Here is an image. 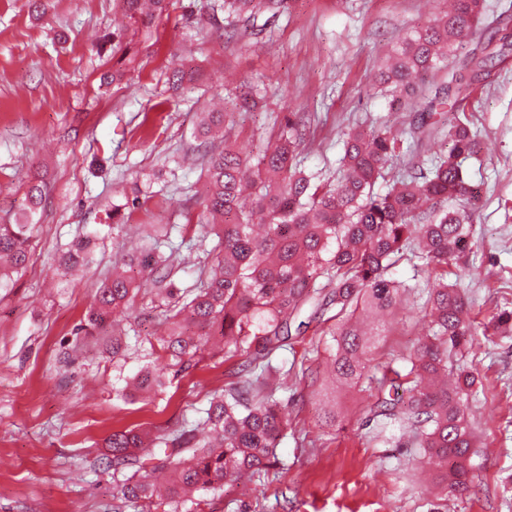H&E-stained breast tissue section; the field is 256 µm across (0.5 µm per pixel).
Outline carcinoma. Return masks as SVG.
<instances>
[{
	"mask_svg": "<svg viewBox=\"0 0 512 512\" xmlns=\"http://www.w3.org/2000/svg\"><path fill=\"white\" fill-rule=\"evenodd\" d=\"M120 2L124 13L146 29L168 6L167 0ZM213 2L225 18L243 22L274 15L282 7V0ZM483 16L484 0H453L448 12L406 39L376 75L377 83L391 87L392 102L411 112L456 114L448 123V150L387 192L378 193L374 186L400 156V139L386 126L347 134L334 180L298 167L302 133L295 112L267 140L255 164L228 143L209 157L202 204L207 214L222 219L215 231V269L200 273L199 285L186 296L160 289L167 299L164 355L142 369L123 396L130 401L158 396L166 390L168 367L183 369L199 361L215 337L224 355L243 352L249 363L228 372L232 380L212 395L198 423L152 437L125 429L106 439L108 453L93 465L112 472L122 506L150 512L156 472L169 474L171 512L197 491L234 483L245 474L258 479L268 475L278 464L276 449L288 430L268 379L288 377L272 361L288 347L292 319L306 305L321 314L336 307L332 377L341 385L357 386L386 328L380 323L367 333L356 320L367 311L383 316L397 304L406 287L387 272L409 254L424 260L438 281L427 300L430 334L407 359L406 373L386 367L371 394L370 411L400 421L439 460L444 491L461 494L468 489L473 441L468 391L475 376L454 356L471 335V324L465 299L457 285L448 283V265L463 252L470 225L465 209H445L442 203L475 205L478 191L465 175L464 162L475 154L477 132L458 117L460 103L483 80L489 64L507 62L512 42L504 36L500 45L446 73L440 83L427 84L424 76L440 70L445 52L478 32ZM133 61L125 50L120 65L104 73L102 81L121 83ZM197 76V71L179 67L170 71L168 81L178 89ZM222 126L224 113L203 112L198 132L205 136ZM25 200L17 223L0 224V288L30 262L33 215L45 202L39 177L28 181ZM169 249L166 255L156 245L138 259L156 283L168 277L170 261L178 254L176 247ZM90 260L87 245L77 244L61 264L69 272ZM140 290L132 275L113 277L98 289L80 330L91 335L103 328L114 311L133 306ZM400 391L407 394L403 408Z\"/></svg>",
	"mask_w": 512,
	"mask_h": 512,
	"instance_id": "obj_1",
	"label": "carcinoma"
}]
</instances>
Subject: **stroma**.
Here are the masks:
<instances>
[{"instance_id": "obj_1", "label": "stroma", "mask_w": 512, "mask_h": 512, "mask_svg": "<svg viewBox=\"0 0 512 512\" xmlns=\"http://www.w3.org/2000/svg\"><path fill=\"white\" fill-rule=\"evenodd\" d=\"M208 3L170 0L146 30L123 17L120 0H42L40 18L30 0H0V224L25 207L28 175L40 172L50 189L34 217L32 259L0 289V512H112V475L92 465L105 438L193 421L236 367L208 354L170 373L152 401L130 402L116 390L163 333L151 294L139 293L133 310L113 318L125 332L127 360L113 362L111 328L79 331L121 255L150 248V225L192 240L169 278L178 290L195 288L217 243L198 224L204 207L196 192L205 155L226 143L195 137L201 113L224 101L235 132L229 143L250 160L284 115L308 113L300 167L331 176L347 131L408 128L412 113L392 108L374 77L404 39L448 9V0H285L261 31L228 23ZM116 34L137 58L126 83L107 87L100 76L117 61ZM174 64L197 70L198 80L169 90ZM246 94L260 96L257 108L236 106ZM467 111L480 136L466 168L481 198L458 288L473 322L463 360L477 378L469 396L475 483L462 495H430L434 464L399 423L373 416L369 390L338 393L343 415L329 421L320 377L332 339L307 307L293 349L279 356L291 371L278 391L289 425L276 472L200 492L181 512H512V58L477 86ZM445 144L438 134L420 144L404 134L400 158L376 191L427 165ZM116 204L125 206L126 223L108 219ZM87 237L92 262L65 273L62 255ZM389 276L410 290L367 370L374 377L378 364L401 368L425 339L420 317L432 287L425 265L402 262ZM505 312L510 321L498 322Z\"/></svg>"}]
</instances>
